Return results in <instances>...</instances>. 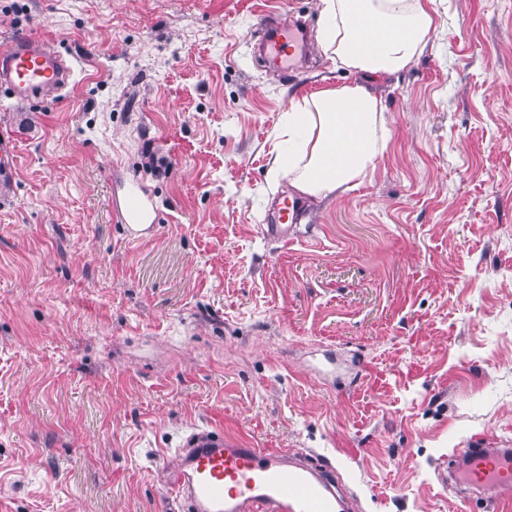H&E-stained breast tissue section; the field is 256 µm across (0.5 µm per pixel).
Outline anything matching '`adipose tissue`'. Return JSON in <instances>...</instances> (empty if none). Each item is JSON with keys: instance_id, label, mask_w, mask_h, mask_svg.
<instances>
[{"instance_id": "adipose-tissue-1", "label": "adipose tissue", "mask_w": 512, "mask_h": 512, "mask_svg": "<svg viewBox=\"0 0 512 512\" xmlns=\"http://www.w3.org/2000/svg\"><path fill=\"white\" fill-rule=\"evenodd\" d=\"M434 0H319L318 43L360 81L294 95L281 131L287 152L272 168L301 199H326L354 188L386 148L374 80L404 70L438 31Z\"/></svg>"}]
</instances>
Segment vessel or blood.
<instances>
[{
	"instance_id": "obj_1",
	"label": "vessel or blood",
	"mask_w": 512,
	"mask_h": 512,
	"mask_svg": "<svg viewBox=\"0 0 512 512\" xmlns=\"http://www.w3.org/2000/svg\"><path fill=\"white\" fill-rule=\"evenodd\" d=\"M308 39L305 23L278 17L269 18L261 35L266 53L280 59L283 77L291 47H307ZM71 76L51 44L31 37L0 43V93L14 101H56ZM294 214V203L279 202L269 234L287 240ZM451 477L462 489L493 496L512 490V448L492 436L476 437ZM164 481L188 512H344L331 464H311L283 448H242L213 431L186 439Z\"/></svg>"
}]
</instances>
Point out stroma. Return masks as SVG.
<instances>
[{
  "label": "stroma",
  "mask_w": 512,
  "mask_h": 512,
  "mask_svg": "<svg viewBox=\"0 0 512 512\" xmlns=\"http://www.w3.org/2000/svg\"><path fill=\"white\" fill-rule=\"evenodd\" d=\"M435 8L372 85L373 173L283 244L274 132L359 76L315 52L279 79L254 36L317 37L318 0H0V42L76 65L57 103L0 99V512H184L161 474L206 430L331 462L357 512H499L439 473L512 440V0Z\"/></svg>",
  "instance_id": "stroma-1"
}]
</instances>
